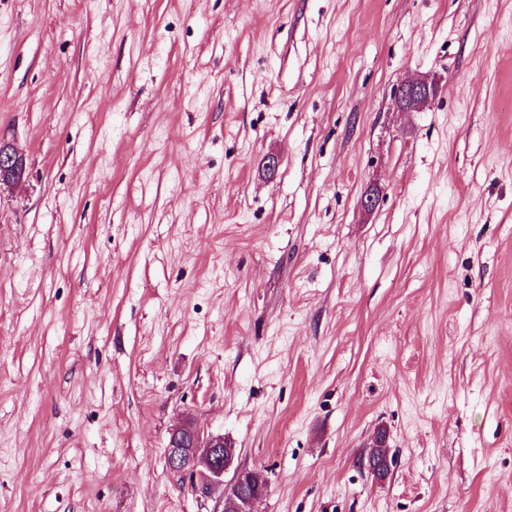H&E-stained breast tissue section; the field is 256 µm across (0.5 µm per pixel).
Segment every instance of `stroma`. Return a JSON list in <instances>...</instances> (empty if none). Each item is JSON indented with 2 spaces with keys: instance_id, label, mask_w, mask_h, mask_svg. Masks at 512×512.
Segmentation results:
<instances>
[{
  "instance_id": "35a3bbf8",
  "label": "stroma",
  "mask_w": 512,
  "mask_h": 512,
  "mask_svg": "<svg viewBox=\"0 0 512 512\" xmlns=\"http://www.w3.org/2000/svg\"><path fill=\"white\" fill-rule=\"evenodd\" d=\"M0 139V512H512V0H0ZM406 93V103L400 102L404 111L420 110L429 101V82L425 79L412 80L403 84ZM25 173L24 155L9 142L0 139V185L21 182ZM235 452L232 444L221 435H205L197 424L189 419L183 420L170 433L166 450V463L169 471L176 476H188L197 489L206 487L208 491L223 487L225 495L231 490L237 492L242 503L237 512H252L255 496L239 493V484H231L224 489V474L231 468L234 458L225 453L224 448ZM183 446H188L187 452ZM203 464L204 467H200ZM373 460L376 466L379 467V471H374V474L378 477L386 474L389 470V464H393V457L389 455V448L386 446V435L383 431L377 434L375 443L370 450L368 463Z\"/></svg>"
}]
</instances>
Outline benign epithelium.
Masks as SVG:
<instances>
[{"mask_svg":"<svg viewBox=\"0 0 512 512\" xmlns=\"http://www.w3.org/2000/svg\"><path fill=\"white\" fill-rule=\"evenodd\" d=\"M406 111L420 110L429 101V82L417 79L403 84ZM24 155L12 144L0 139V185L18 183L24 179ZM221 435H206L189 419L180 422L170 433L166 450L169 471L179 477H188L196 487L212 490L224 488V493L239 490L238 484L224 487V474L231 468L233 458L224 451Z\"/></svg>","mask_w":512,"mask_h":512,"instance_id":"obj_1","label":"benign epithelium"}]
</instances>
